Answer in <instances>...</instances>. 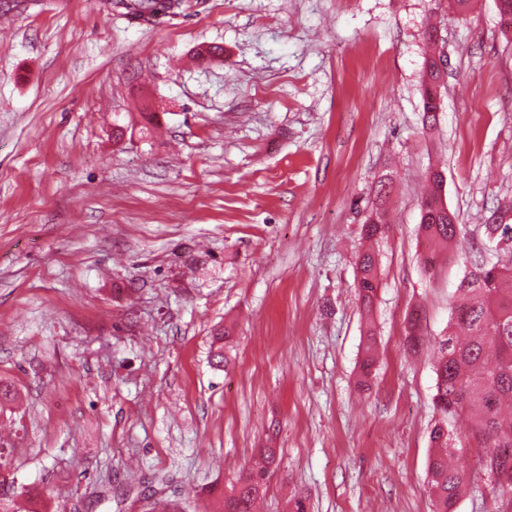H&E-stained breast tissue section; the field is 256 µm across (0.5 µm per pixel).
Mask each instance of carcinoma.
Wrapping results in <instances>:
<instances>
[{
    "mask_svg": "<svg viewBox=\"0 0 512 512\" xmlns=\"http://www.w3.org/2000/svg\"><path fill=\"white\" fill-rule=\"evenodd\" d=\"M180 0H117L115 6L143 20L161 15H174ZM428 58L422 92L423 118L428 126L436 122L441 106V85L445 75L433 70ZM440 184L432 179V189L420 204L419 235L430 254L448 251L459 229L448 221L440 208ZM378 224L362 230L371 239L387 235L385 213L373 211ZM487 236L498 240L503 251H512V224H487ZM380 287L375 255L368 251L357 265V288L362 310L372 311ZM451 322L469 331L461 341L454 333L441 339L440 357L435 368L434 405L441 421L430 432L432 454L429 458L430 496L434 512H456L464 487L474 474L454 468L450 457L456 451L451 445L448 419L464 418L482 454L495 453L501 459L497 471L499 491L511 494L504 503H512V418L502 415V405L512 400V265L486 267L476 264L454 292ZM374 337L366 333V347L358 372L357 384L368 385L374 364ZM263 465L240 475L230 493L224 496V512H251L255 499L264 491L271 468L276 463L273 448L263 449ZM25 493L11 472L9 463L0 457V512H18L17 499Z\"/></svg>",
    "mask_w": 512,
    "mask_h": 512,
    "instance_id": "1",
    "label": "carcinoma"
}]
</instances>
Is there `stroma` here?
Instances as JSON below:
<instances>
[{
    "label": "stroma",
    "instance_id": "obj_1",
    "mask_svg": "<svg viewBox=\"0 0 512 512\" xmlns=\"http://www.w3.org/2000/svg\"><path fill=\"white\" fill-rule=\"evenodd\" d=\"M448 65L423 124L426 25ZM222 48L196 60L199 45ZM460 232L427 263L430 169ZM388 180L380 288L361 227ZM512 224V26L497 0H113L0 10V448L24 512H224L263 448L256 512H433L434 344ZM419 312L427 344L405 326ZM228 329L224 365L209 359ZM373 331L370 390L356 373ZM458 512H496L494 478ZM157 0H119L116 1L115 6L125 9L126 14L134 18L150 20L162 15H174L176 9L179 8V0H167L161 5L160 11L157 8ZM357 265V288L362 310L372 311L380 287L379 268L375 255L368 251L362 254Z\"/></svg>",
    "mask_w": 512,
    "mask_h": 512
}]
</instances>
